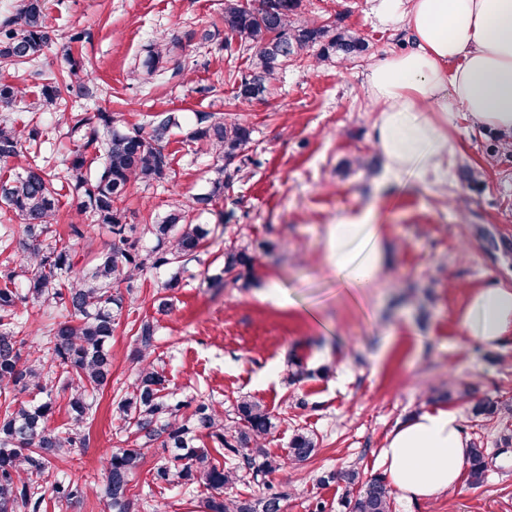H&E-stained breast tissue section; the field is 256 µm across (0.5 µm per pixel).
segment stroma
Here are the masks:
<instances>
[{"label": "stroma", "mask_w": 512, "mask_h": 512, "mask_svg": "<svg viewBox=\"0 0 512 512\" xmlns=\"http://www.w3.org/2000/svg\"><path fill=\"white\" fill-rule=\"evenodd\" d=\"M224 0H48L45 24L54 37L38 69L0 66V82L21 83L25 96L10 115L42 132L38 161L66 182L78 135L37 107L43 75L62 76L84 65L93 97L70 99L65 111L149 127L156 113L175 112L181 125L166 146L171 169L163 182L132 186L123 207L131 224L163 217L171 202L208 192L221 163L192 139L201 116L239 117L253 129L252 159L232 187L198 223L222 224L180 273L170 315L156 312L154 295L171 269L147 273L126 303L112 336V381L98 394L84 431L89 444L46 475L81 484L101 480L112 446L128 437L113 418L112 402L130 388L132 334L142 319L158 321L154 363L178 399H205L233 413L238 399L263 403L277 428L266 440L283 466L268 482L284 494V512H346L352 490L343 481L319 484L322 473L355 466L364 477L384 473L380 451L394 427L433 408L456 410L469 440L483 444L489 469L480 484L431 499H395L394 512H512V417L478 421L466 401L442 399L448 387H471L476 397L512 403V335L494 347L464 336L459 315L471 293L491 283L512 284V153L490 156L499 132L472 126L453 113L448 135L456 150L442 183L398 189L379 184V170L357 167L376 154L377 118L367 95V68L409 47L403 26L384 23L379 0H302V17L357 32L368 45L358 60L316 61L313 51L281 71L265 97L242 102L229 77L249 53L225 48ZM211 39L200 42L199 32ZM81 33L78 42L68 37ZM183 36V49L153 82L133 72L146 45ZM479 170L465 181L463 167ZM374 205L383 226L386 277L364 290L339 286L328 260L330 224ZM245 235L258 258L244 278L223 290L207 279L224 264V244ZM306 371L289 383L288 363ZM310 432L317 451L307 462L286 460L295 430ZM146 452L133 476V512H200L209 492L154 481L165 457Z\"/></svg>", "instance_id": "obj_1"}]
</instances>
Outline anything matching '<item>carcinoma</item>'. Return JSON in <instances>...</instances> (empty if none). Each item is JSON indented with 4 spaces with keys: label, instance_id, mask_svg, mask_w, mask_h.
<instances>
[{
    "label": "carcinoma",
    "instance_id": "cac0c4a2",
    "mask_svg": "<svg viewBox=\"0 0 512 512\" xmlns=\"http://www.w3.org/2000/svg\"><path fill=\"white\" fill-rule=\"evenodd\" d=\"M256 8L247 0H224L226 46L238 42L252 50L246 68L234 75V97L259 100L278 72L301 60L307 49L316 50L319 60L347 61L367 51L364 40L349 29H337L299 19L302 0H263ZM46 0H15L13 12L0 21V64L17 68L35 65L51 32L45 26ZM182 38L171 36L147 46L140 61L144 81L162 71L177 50ZM24 95L19 84L0 83V161H22L23 142L39 143L40 131L33 127L20 131L5 113ZM93 96L91 80L83 75L78 62L66 78H46L38 107L51 110L64 97ZM98 126L82 135V143L67 164V184L79 198L76 219L69 224L67 238H54L52 224L60 203L54 175L32 160L24 173L0 186L9 209L19 218V231L0 236V251L16 250L21 262L0 270V512H45L44 476L73 448L86 445L82 432L90 418L93 396L112 380L110 341L113 326L121 314L125 297L139 292L142 278L151 269L181 268L196 256L212 230L193 223L190 205L176 201L154 224L142 229L125 220L122 203L128 190L137 183L163 181L170 169L165 153L167 133L180 125L179 116L163 112L154 116L151 130L126 127L108 112L97 113ZM205 125L192 138L208 145L222 161L224 176L212 182L207 193L194 197L195 209L206 211L230 186L240 168L228 170L235 159L252 160L248 155L252 140L250 126L222 116L207 114ZM91 216L112 233L108 248L96 252L85 266L77 268L74 245L87 239ZM155 242L151 248L143 239ZM253 243L240 236L224 248V268L211 277V287L223 288L237 281L253 266ZM180 287L178 275L161 283L162 295L156 298L157 313L171 312L168 293ZM32 302L52 310L51 322L42 328V342L31 350L23 336L18 306ZM158 325L146 319L133 334L134 380L131 390L115 401L117 419L134 428V439L111 449L102 469L104 492L112 512H131L130 482L140 469L144 449L163 439L174 449L169 460L157 464L155 479L181 488L202 486L214 491L204 502L205 512H278L283 495L266 491L259 497L239 493L224 495L246 479L260 485L265 477L282 466L263 446L274 428L267 409L250 398L240 399L234 416L224 409L200 400L188 415L185 402L168 391L167 380L150 356L155 351ZM67 394L69 427L64 431L50 427L56 410L53 391ZM36 393L42 400H22L19 395ZM512 414V405L485 398L472 405L474 418ZM209 438L212 448L197 442ZM316 451V442L307 432H296L288 448V460L304 463ZM468 473L480 483L487 470L485 448L470 442ZM248 471L243 475L242 471ZM337 479L356 487L347 500L349 512H393L392 492L381 478H363L350 467L319 478L327 484ZM52 492L69 501L86 493L71 483L59 481Z\"/></svg>",
    "mask_w": 512,
    "mask_h": 512
}]
</instances>
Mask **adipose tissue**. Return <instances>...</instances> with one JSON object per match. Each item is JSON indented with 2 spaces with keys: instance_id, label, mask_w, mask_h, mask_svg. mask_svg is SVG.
Listing matches in <instances>:
<instances>
[{
  "instance_id": "adipose-tissue-1",
  "label": "adipose tissue",
  "mask_w": 512,
  "mask_h": 512,
  "mask_svg": "<svg viewBox=\"0 0 512 512\" xmlns=\"http://www.w3.org/2000/svg\"><path fill=\"white\" fill-rule=\"evenodd\" d=\"M380 7L412 41L409 51L365 74L378 110L373 137L381 181L435 184L453 150L452 113H467L475 127L512 133V0H380ZM326 242L343 286L364 288L381 275L384 239L372 207L329 225ZM459 325L483 345L499 344L512 334V287L493 283L474 291ZM468 448L455 410L424 411L389 434L381 450L386 481L411 500L453 491Z\"/></svg>"
}]
</instances>
